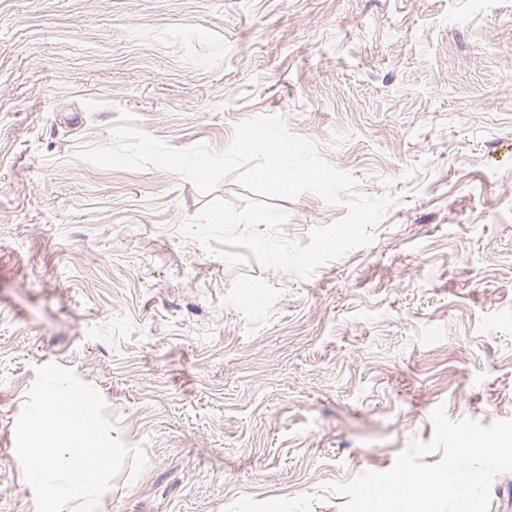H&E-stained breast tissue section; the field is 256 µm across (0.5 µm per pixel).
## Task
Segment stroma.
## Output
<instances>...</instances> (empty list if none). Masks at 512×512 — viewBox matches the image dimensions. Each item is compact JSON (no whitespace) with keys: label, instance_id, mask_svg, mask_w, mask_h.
<instances>
[{"label":"stroma","instance_id":"1","mask_svg":"<svg viewBox=\"0 0 512 512\" xmlns=\"http://www.w3.org/2000/svg\"><path fill=\"white\" fill-rule=\"evenodd\" d=\"M122 109L217 150L284 116L399 202L309 279L231 267L180 226L242 187L76 159ZM278 205L299 240L346 213ZM49 362L147 451L101 512L314 493L437 406L512 418V0H0V512H35L15 424Z\"/></svg>","mask_w":512,"mask_h":512}]
</instances>
